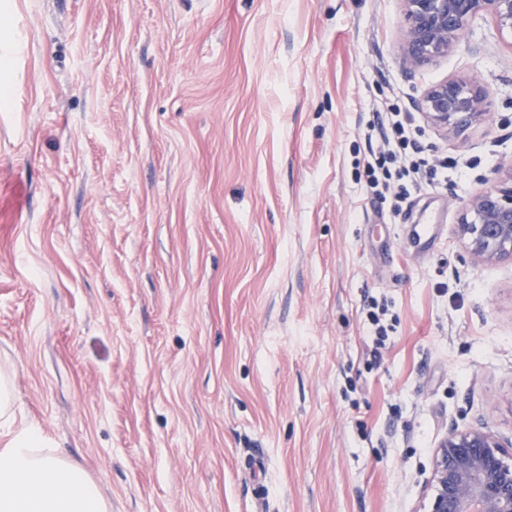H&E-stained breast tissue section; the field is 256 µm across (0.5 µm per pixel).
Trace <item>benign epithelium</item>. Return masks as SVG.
Segmentation results:
<instances>
[{
	"instance_id": "7a95c632",
	"label": "benign epithelium",
	"mask_w": 512,
	"mask_h": 512,
	"mask_svg": "<svg viewBox=\"0 0 512 512\" xmlns=\"http://www.w3.org/2000/svg\"><path fill=\"white\" fill-rule=\"evenodd\" d=\"M407 24L400 34L403 61L421 68L448 55L466 29L490 15L499 30L512 33V0H401ZM427 118L455 132L486 119V92L475 80L444 81L422 101ZM461 232L478 261L512 259V170L499 185L465 205ZM424 512H512V440L503 441L484 424L453 427L434 450Z\"/></svg>"
}]
</instances>
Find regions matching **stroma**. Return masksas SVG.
<instances>
[{
  "label": "stroma",
  "instance_id": "obj_1",
  "mask_svg": "<svg viewBox=\"0 0 512 512\" xmlns=\"http://www.w3.org/2000/svg\"><path fill=\"white\" fill-rule=\"evenodd\" d=\"M404 23L0 0V366L110 512H422L450 427L512 437V261L458 232L512 170V34L476 18L412 69ZM473 77L488 118L444 136L419 103ZM390 105L455 161L403 202L363 177Z\"/></svg>",
  "mask_w": 512,
  "mask_h": 512
}]
</instances>
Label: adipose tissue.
I'll use <instances>...</instances> for the list:
<instances>
[{
	"label": "adipose tissue",
	"mask_w": 512,
	"mask_h": 512,
	"mask_svg": "<svg viewBox=\"0 0 512 512\" xmlns=\"http://www.w3.org/2000/svg\"><path fill=\"white\" fill-rule=\"evenodd\" d=\"M15 401L0 369V512H108L85 472L57 454L38 425L18 422Z\"/></svg>",
	"instance_id": "ef3b65f1"
}]
</instances>
